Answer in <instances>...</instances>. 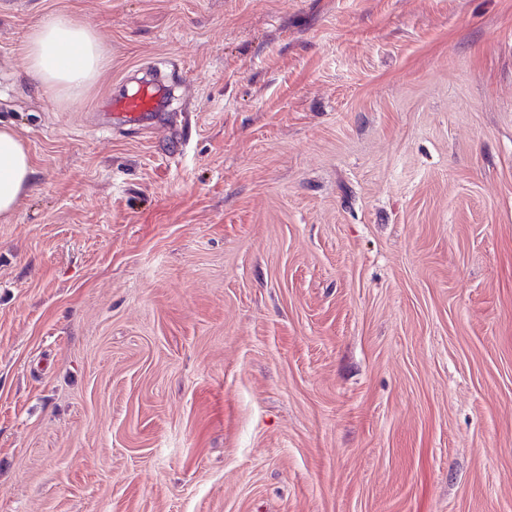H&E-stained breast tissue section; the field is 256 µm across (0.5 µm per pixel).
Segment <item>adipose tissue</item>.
Wrapping results in <instances>:
<instances>
[{"label": "adipose tissue", "instance_id": "adipose-tissue-1", "mask_svg": "<svg viewBox=\"0 0 512 512\" xmlns=\"http://www.w3.org/2000/svg\"><path fill=\"white\" fill-rule=\"evenodd\" d=\"M26 72L59 102L84 98L109 62L96 28L66 11L34 26L23 44ZM36 164L20 135L0 127V223H9L35 181Z\"/></svg>", "mask_w": 512, "mask_h": 512}]
</instances>
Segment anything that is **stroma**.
Wrapping results in <instances>:
<instances>
[{
  "instance_id": "1",
  "label": "stroma",
  "mask_w": 512,
  "mask_h": 512,
  "mask_svg": "<svg viewBox=\"0 0 512 512\" xmlns=\"http://www.w3.org/2000/svg\"><path fill=\"white\" fill-rule=\"evenodd\" d=\"M0 125V512H512V0H0ZM23 53L30 78L61 103L84 98L109 62V49L96 28L67 11L34 26ZM164 100L163 90L145 82L124 96L112 98L107 105L114 124L144 125L155 115ZM37 167L20 135L0 127V223L8 224L35 181Z\"/></svg>"
}]
</instances>
